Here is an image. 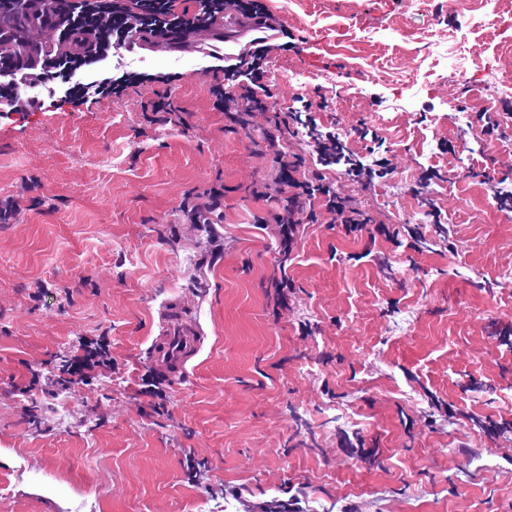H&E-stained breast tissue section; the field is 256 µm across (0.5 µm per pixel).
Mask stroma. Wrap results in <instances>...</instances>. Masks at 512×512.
<instances>
[{"label":"stroma","mask_w":512,"mask_h":512,"mask_svg":"<svg viewBox=\"0 0 512 512\" xmlns=\"http://www.w3.org/2000/svg\"><path fill=\"white\" fill-rule=\"evenodd\" d=\"M263 2L287 47L245 124L214 106L207 24L112 68L171 74V111L147 82L0 112V512H512V0ZM302 110L388 172L328 167L371 223L320 214L284 258L251 189L276 152L317 165L269 140ZM173 299L205 341L158 407L140 389ZM98 336L112 371L20 394Z\"/></svg>","instance_id":"stroma-1"}]
</instances>
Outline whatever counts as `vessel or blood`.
<instances>
[{"label":"vessel or blood","mask_w":512,"mask_h":512,"mask_svg":"<svg viewBox=\"0 0 512 512\" xmlns=\"http://www.w3.org/2000/svg\"><path fill=\"white\" fill-rule=\"evenodd\" d=\"M275 30L258 21L245 22L237 16L225 19L213 38L224 46L225 61L241 60L252 44L275 39ZM204 341L199 328L186 321L179 303L168 302L161 311V331L152 342L150 358L168 379L185 373L189 360L197 355Z\"/></svg>","instance_id":"1"}]
</instances>
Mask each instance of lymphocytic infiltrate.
I'll use <instances>...</instances> for the list:
<instances>
[{"instance_id":"lymphocytic-infiltrate-1","label":"lymphocytic infiltrate","mask_w":512,"mask_h":512,"mask_svg":"<svg viewBox=\"0 0 512 512\" xmlns=\"http://www.w3.org/2000/svg\"><path fill=\"white\" fill-rule=\"evenodd\" d=\"M52 12L60 15L62 41L76 44V51L53 55L46 68L33 70L21 53L0 54V112H22L36 108V101L19 92L23 80L56 81L59 90L75 102H82L87 90L103 97H120L129 85L144 82L170 84L167 74L126 73L118 78L100 77L97 67L112 52L121 50L126 35L133 31L147 34L154 42L173 44L205 23L223 15L226 0H199L201 8L189 13L178 7V0H50ZM267 47H259L249 65L232 64L224 67V82L212 90L216 105L224 111H266L262 99L269 88L263 78L266 73ZM84 69L89 74L86 86L70 85L73 71ZM273 162L278 170L277 180L285 184L281 194L280 211L276 221L280 226V246L289 250L297 225L317 222L318 215L310 202L324 196V207L336 215L349 230L362 229L367 219L348 199L340 197L328 184L322 169L300 173L301 159L290 160L276 155ZM111 371V344L107 337L83 338L72 355L59 368L56 384L62 388L88 381L95 370Z\"/></svg>"}]
</instances>
